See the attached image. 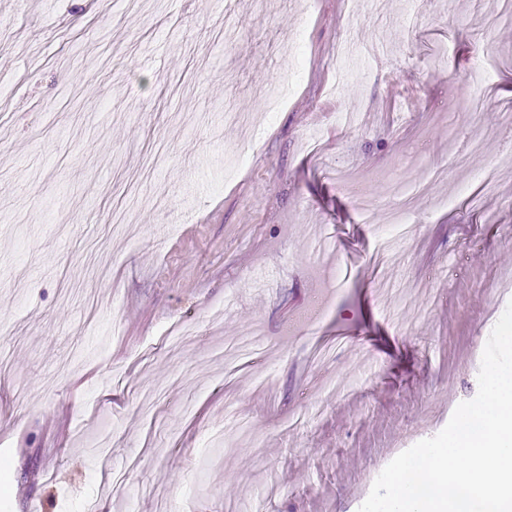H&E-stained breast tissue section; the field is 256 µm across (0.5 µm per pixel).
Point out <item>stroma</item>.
I'll return each mask as SVG.
<instances>
[{"label": "stroma", "instance_id": "1", "mask_svg": "<svg viewBox=\"0 0 512 512\" xmlns=\"http://www.w3.org/2000/svg\"><path fill=\"white\" fill-rule=\"evenodd\" d=\"M408 11L0 0V512H358L475 397L512 301V169L477 181L512 153V11Z\"/></svg>", "mask_w": 512, "mask_h": 512}]
</instances>
